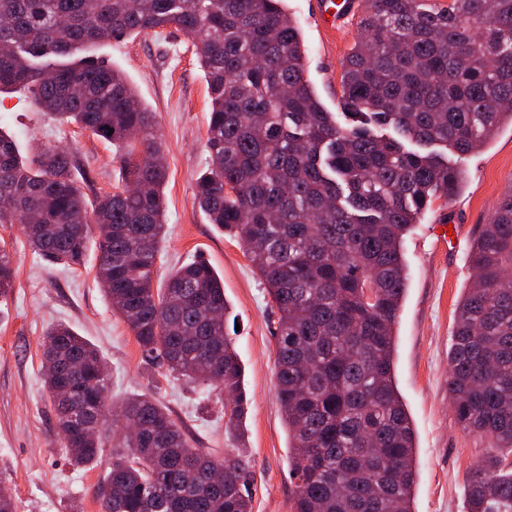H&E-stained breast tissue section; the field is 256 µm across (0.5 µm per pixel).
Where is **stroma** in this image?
Here are the masks:
<instances>
[{
	"mask_svg": "<svg viewBox=\"0 0 512 512\" xmlns=\"http://www.w3.org/2000/svg\"><path fill=\"white\" fill-rule=\"evenodd\" d=\"M308 48L307 74L328 111L341 109L340 76L358 37L355 20L330 29L310 0H287ZM120 69L147 107L168 150L165 189L167 234L157 260L163 271L200 258L224 282L240 329L235 346L244 367L246 414L240 437L224 430L215 393L147 363L124 321L96 279L98 252L84 268L52 265L28 246L20 225L0 224L17 274L0 297V485L10 489L16 512H100L95 491L109 471L111 452L78 468L55 429L53 406L42 388L44 332L65 323L95 344L105 358L114 404L147 393L194 440L216 451L246 448L254 465L252 512H295L288 430L277 399L274 368L276 316L244 249L211 224L195 200L206 171L209 96L193 42L182 33H152L106 42L98 50ZM0 129L21 149L44 144L70 149L86 196L113 191L119 164L111 143L43 112L25 93L0 95ZM465 182L453 200L436 201L404 243L408 289L396 325L395 378L415 435L417 478L413 512H467L471 470L493 450L456 422L448 398V354L456 309L470 285L473 243L502 194L512 189V126L502 125L478 153L461 161ZM456 225L452 243H436L434 227Z\"/></svg>",
	"mask_w": 512,
	"mask_h": 512,
	"instance_id": "obj_1",
	"label": "stroma"
}]
</instances>
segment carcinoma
Wrapping results in <instances>:
<instances>
[{"label": "carcinoma", "instance_id": "1", "mask_svg": "<svg viewBox=\"0 0 512 512\" xmlns=\"http://www.w3.org/2000/svg\"><path fill=\"white\" fill-rule=\"evenodd\" d=\"M360 38L341 75L353 124L328 112L306 77L302 31L285 0H0V93L19 89L59 121L116 148L120 180L87 200L64 149L22 154L0 131V224H19L39 255L85 265L93 226L96 277L151 361L230 397L245 411L243 368L224 283L205 260L153 288L166 236L168 165L155 113L124 73L96 56L116 37L172 28L193 40L211 98L208 169L195 199L242 242L277 311V397L290 439L295 512H412L415 445L394 379V327L407 287L405 236L465 180L448 153L482 149L512 126V0H365ZM390 126L398 137L374 128ZM432 150L415 152L404 141ZM0 241V295L13 288ZM472 287L457 308L448 394L457 422L512 448V191L474 242ZM99 349L68 325L45 334L44 391L57 433L75 434L71 463L115 440L98 489L102 512H252L244 448L192 446L148 394L110 409ZM224 468L211 486L201 474ZM468 512H512V461L485 457Z\"/></svg>", "mask_w": 512, "mask_h": 512}]
</instances>
